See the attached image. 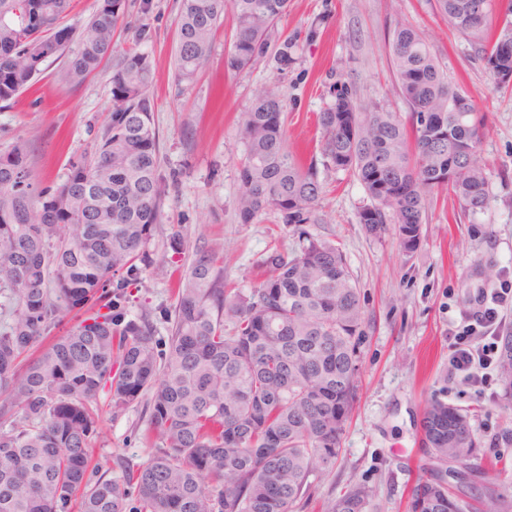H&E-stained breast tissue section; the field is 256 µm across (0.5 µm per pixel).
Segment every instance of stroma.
I'll list each match as a JSON object with an SVG mask.
<instances>
[{"instance_id":"35a3bbf8","label":"stroma","mask_w":512,"mask_h":512,"mask_svg":"<svg viewBox=\"0 0 512 512\" xmlns=\"http://www.w3.org/2000/svg\"><path fill=\"white\" fill-rule=\"evenodd\" d=\"M115 40L149 54L151 93L160 142L159 172L167 185L163 216L149 245L153 258L168 250L173 232L184 249L164 278L151 275L127 289L129 317L147 316L157 337L168 335L181 270L197 247L224 258L226 283L250 289L256 261L270 247L292 250V227L274 215L240 223L234 199L244 146L238 117L257 95L277 87L288 103L287 146L303 161H320L315 114L330 103V86L346 80L361 102L384 99L391 82L388 28L394 9L427 35L450 84L482 109L488 136L481 148L490 202L480 214H461L454 198L435 192L426 207L423 242L405 255L397 237L369 236L358 222L366 202L360 182L344 171L320 169L323 197L308 232L343 250L360 290L366 323L360 341L361 387L342 439V458L312 478L310 498L297 512H326L354 486L369 492L368 512H408L411 490L426 463L420 446L424 403L436 396L469 410L489 484L512 504V401L499 379L489 388L471 384L452 363V332L463 314L479 311L483 294L512 286V94L496 93L470 45L449 30L433 0H290L277 23L295 37L294 62L280 69L274 56L231 75L224 55L231 23L218 28L206 69L192 83L176 81L180 0H125ZM65 58L50 59L33 88L0 101V151L22 139L35 182L47 187L66 179L73 160L90 153L112 105L110 68L78 85L62 81ZM496 274L486 277V266ZM95 405L100 437L93 464L119 475L120 462L139 466L156 452L147 433L144 403L113 411L107 392ZM477 487L487 482L473 476Z\"/></svg>"}]
</instances>
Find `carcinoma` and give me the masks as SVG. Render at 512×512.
Listing matches in <instances>:
<instances>
[{"mask_svg":"<svg viewBox=\"0 0 512 512\" xmlns=\"http://www.w3.org/2000/svg\"><path fill=\"white\" fill-rule=\"evenodd\" d=\"M499 2L434 0L433 8L504 92L512 90V53L500 43L512 36V0L500 15ZM72 8V0H0V101L65 53L63 80L72 85L112 63L110 119L63 182L36 187L22 141L0 152V512H60L78 492L79 512H125L133 496L136 512H294L310 497L316 468L339 461L361 385L359 288L343 252L302 230L322 195L317 168L288 150L287 102L264 90L239 117L235 209L243 224L276 214L298 233L296 248H269L247 292L224 285L217 252L197 248L177 282L168 349L159 350L151 323L127 318L126 292L146 273L166 275L183 251L177 232L172 256L156 260L148 250L166 198L152 61L114 45L125 0H97L83 31L64 23ZM287 10L288 0H181L178 81L206 66L228 11L235 32L227 71L272 49L288 68L292 40L276 36ZM389 55L391 91L408 116L357 103L339 79L317 121L322 166L352 174L364 189L359 223L373 236L393 225L410 255L421 246L432 190L448 188L465 215L487 207L480 146L488 129L474 101L448 84L424 33L399 17ZM499 342L498 377L512 399V332ZM104 389L118 411L147 397L157 453L135 471L91 483L92 403ZM421 435L430 464L410 512H506L490 488L470 504L448 487L446 465L458 476L480 469L466 411L429 399ZM368 497L355 487L329 512H366Z\"/></svg>","mask_w":512,"mask_h":512,"instance_id":"carcinoma-1","label":"carcinoma"}]
</instances>
